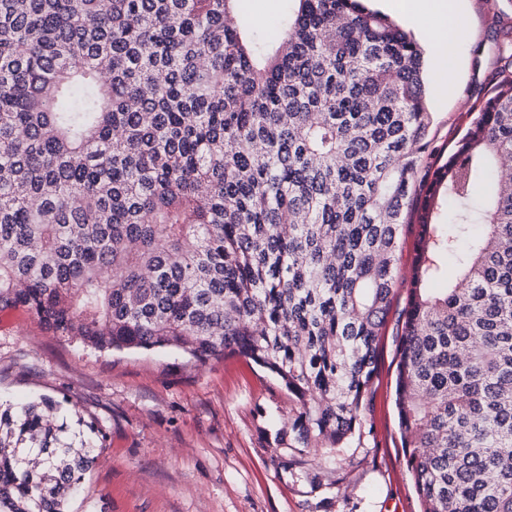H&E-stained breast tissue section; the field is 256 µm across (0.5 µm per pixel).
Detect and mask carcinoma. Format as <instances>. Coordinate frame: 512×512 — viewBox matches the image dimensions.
<instances>
[{
    "label": "carcinoma",
    "mask_w": 512,
    "mask_h": 512,
    "mask_svg": "<svg viewBox=\"0 0 512 512\" xmlns=\"http://www.w3.org/2000/svg\"><path fill=\"white\" fill-rule=\"evenodd\" d=\"M0 0V307L96 351L238 356L299 448L361 428L402 226V448L424 512H512V59L447 159L418 43L359 0ZM95 446L0 411V512H66ZM247 7L239 13L238 21L243 24L246 21L257 22L259 31L258 42L274 35L283 19L287 18L294 9L291 0H245Z\"/></svg>",
    "instance_id": "1"
}]
</instances>
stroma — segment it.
I'll return each mask as SVG.
<instances>
[{"mask_svg":"<svg viewBox=\"0 0 512 512\" xmlns=\"http://www.w3.org/2000/svg\"><path fill=\"white\" fill-rule=\"evenodd\" d=\"M293 9V0H248L238 20L257 23L262 41ZM510 26L512 0H498L493 14L486 0H464L455 29L462 55L447 73H426L432 149L449 151L465 133L497 65L499 32ZM443 81L450 92L442 101L434 90ZM414 238V225H405L361 435L342 455L290 450L295 404L281 380L253 362L99 353L52 336L21 307L0 316V403L46 396L83 416L98 458L68 512H113L116 488L130 512H422L395 407Z\"/></svg>","mask_w":512,"mask_h":512,"instance_id":"obj_1","label":"stroma"}]
</instances>
